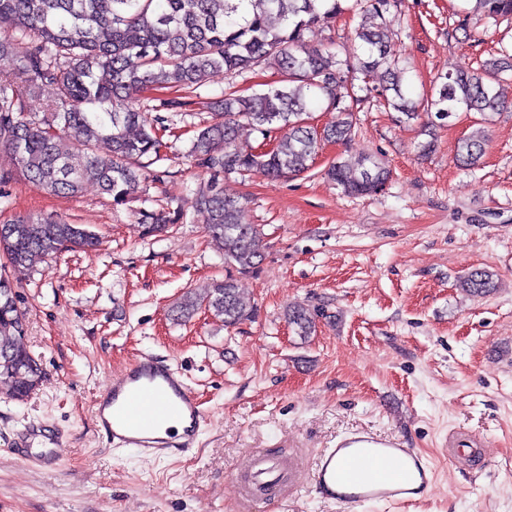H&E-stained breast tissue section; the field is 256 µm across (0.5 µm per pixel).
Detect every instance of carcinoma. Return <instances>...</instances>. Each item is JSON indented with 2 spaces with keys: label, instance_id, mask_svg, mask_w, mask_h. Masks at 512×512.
<instances>
[{
  "label": "carcinoma",
  "instance_id": "1",
  "mask_svg": "<svg viewBox=\"0 0 512 512\" xmlns=\"http://www.w3.org/2000/svg\"><path fill=\"white\" fill-rule=\"evenodd\" d=\"M472 10L495 21L512 18V0H472ZM400 0H0V150L14 170H0V184L13 173L55 195H76L89 182L115 206L133 198L147 177L142 158L156 163L166 147L168 119L136 108L137 93L153 88L192 89L216 74L243 75L266 65L282 76L280 85L251 95L224 96L221 119L198 130L190 150L195 168L209 175L199 188L195 208L210 239L224 254V279L207 295L187 293L173 308L175 320L205 309L234 327L250 320L254 308L242 297L237 275L258 269L261 232L240 220L243 202L224 195L220 177L260 170L279 179L299 176L313 166L321 143L351 138L361 106L376 100L396 112V120L434 127L459 112H475V128L457 142L454 160L463 168L480 165L489 127L512 104V44L500 47L478 67L457 66L414 93L409 66L396 48L385 14ZM345 12L360 18L355 37L363 52L340 57L328 37L313 44L309 33ZM275 17L280 26H270ZM50 88L54 103L38 116L28 99ZM336 113L319 133L312 113ZM248 129L262 138L241 141ZM74 141L63 152L59 140ZM107 151L97 152L99 144ZM324 175L349 195L383 189L390 168L371 156L350 167L333 162ZM177 211L140 213L144 234L159 238L183 220ZM98 234L84 224L38 215L0 221V255L15 273L35 258L72 247L92 249ZM472 297L495 292V274L474 268L459 279ZM18 294L0 276V382L22 401L43 382V370L18 344L23 327ZM285 318L307 339L315 317L290 305Z\"/></svg>",
  "mask_w": 512,
  "mask_h": 512
}]
</instances>
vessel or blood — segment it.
I'll return each mask as SVG.
<instances>
[{"instance_id":"vessel-or-blood-1","label":"vessel or blood","mask_w":512,"mask_h":512,"mask_svg":"<svg viewBox=\"0 0 512 512\" xmlns=\"http://www.w3.org/2000/svg\"><path fill=\"white\" fill-rule=\"evenodd\" d=\"M94 415L96 428L108 443L145 455L192 450L204 421L202 404L181 372L145 353L98 392ZM175 417L187 421L186 431L160 436V427ZM16 445L25 451L24 462L38 465L57 459L68 439L56 436L47 452L30 451L26 434L18 437ZM248 467L252 481L262 488L270 491L280 486L279 471L261 454L252 453ZM431 478L430 468L413 449L367 432L345 436L323 449L314 473L322 493L352 512L369 502L410 501L427 490Z\"/></svg>"}]
</instances>
